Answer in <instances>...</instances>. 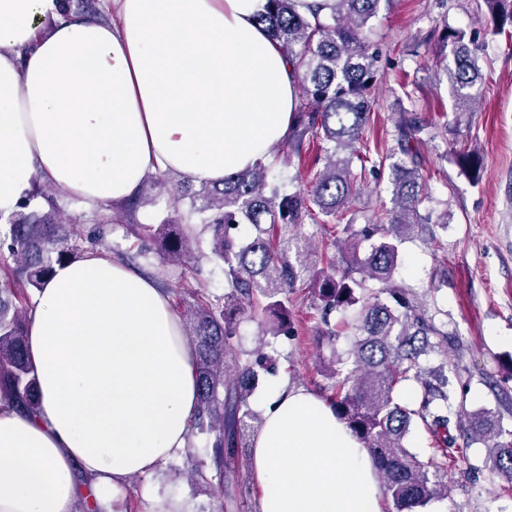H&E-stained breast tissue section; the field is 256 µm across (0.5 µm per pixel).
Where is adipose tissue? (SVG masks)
Masks as SVG:
<instances>
[{
    "label": "adipose tissue",
    "mask_w": 512,
    "mask_h": 512,
    "mask_svg": "<svg viewBox=\"0 0 512 512\" xmlns=\"http://www.w3.org/2000/svg\"><path fill=\"white\" fill-rule=\"evenodd\" d=\"M0 0V215L36 177L94 205L171 172L219 182L288 134L292 66L256 22L266 0ZM36 414L0 401V512H107L185 451L193 351L156 284L100 251L56 267L30 315ZM252 448L259 512H383L378 471L328 403L275 390Z\"/></svg>",
    "instance_id": "ef3b65f1"
}]
</instances>
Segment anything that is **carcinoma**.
I'll return each mask as SVG.
<instances>
[{
  "mask_svg": "<svg viewBox=\"0 0 512 512\" xmlns=\"http://www.w3.org/2000/svg\"><path fill=\"white\" fill-rule=\"evenodd\" d=\"M391 0H326L307 15L299 0H267L258 23L278 45L293 67L298 86L297 105L286 139L273 155L284 152L299 158L316 152L323 163L311 189L293 187V180L271 174L272 165L256 162L224 176V182H173L174 174L156 172L145 184L172 193L169 207L183 199L212 233L210 257L223 265L224 295L212 296L200 281L198 232L179 214L157 225L138 223L140 197L115 205L103 203L97 224H116L132 241L128 250L104 246L120 262L160 255L162 262L184 268L185 288L193 303L181 315L182 333L195 354L197 407L189 425L188 445L201 438L213 449L215 477L224 481V450L236 448L244 437L255 436L263 418L247 403L258 370L266 369L267 336L288 333L290 295L307 288L316 301V341L336 339L330 327L334 311L355 309L347 324L355 340L349 351L352 368L333 361L324 367L332 385L329 404L336 416L366 448L379 471L386 498L395 512H420L434 499L448 495V449L455 447L450 433L451 410L457 426L474 441L490 448L488 470L512 490V431L503 432L488 409L453 408L448 362L424 367L430 356L447 352L448 330L435 321L414 293L395 280L403 245L417 226L448 223V213L432 218L421 213L426 198L420 151L430 123L415 109L404 110L395 123L394 147L389 156L392 208L375 214L356 231L352 222L335 225L332 246L336 265L313 270L300 259L290 260L295 235L303 224H325L349 209L358 174L354 161L366 171L365 129L375 103V85L381 52L370 40L372 20L380 3ZM491 33L512 30V0H483ZM85 16L101 22L110 13L98 0H80ZM443 41L452 46L454 65L445 67L454 105L476 111L479 99L471 92L482 81L478 46L460 27L444 26ZM43 200L48 211L32 206ZM254 233L244 239L240 226ZM377 239L370 252H359L360 240ZM13 258L11 278L0 285V398L32 413L37 406L38 373L27 351L29 294L43 287L55 266L72 262L84 247L59 215L52 188L35 182L28 201L0 228V250ZM256 323L259 347L252 359L230 368L241 315ZM419 386L418 406L410 408L394 398L396 388ZM415 426L432 436V453L421 458L405 446Z\"/></svg>",
  "mask_w": 512,
  "mask_h": 512,
  "instance_id": "1",
  "label": "carcinoma"
}]
</instances>
